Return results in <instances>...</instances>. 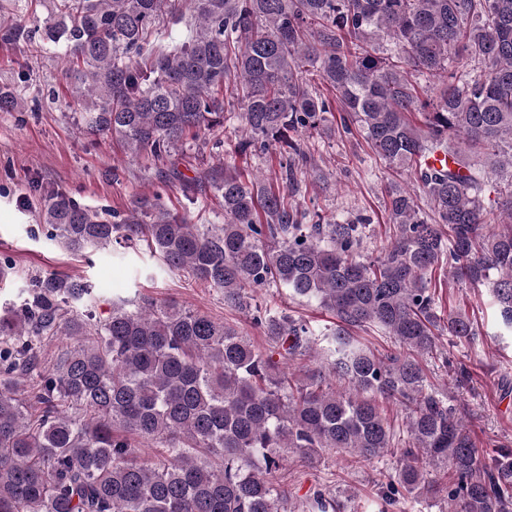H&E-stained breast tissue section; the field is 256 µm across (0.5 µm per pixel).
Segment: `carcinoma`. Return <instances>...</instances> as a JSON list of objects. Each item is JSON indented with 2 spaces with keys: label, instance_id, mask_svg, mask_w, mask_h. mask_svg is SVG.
Returning a JSON list of instances; mask_svg holds the SVG:
<instances>
[{
  "label": "carcinoma",
  "instance_id": "carcinoma-1",
  "mask_svg": "<svg viewBox=\"0 0 512 512\" xmlns=\"http://www.w3.org/2000/svg\"><path fill=\"white\" fill-rule=\"evenodd\" d=\"M191 12L190 34L162 43L160 17ZM38 30L0 0V44L65 47V77L86 127L132 156L163 158L189 137L240 122L224 176L213 182L222 224H194L159 195L135 198L119 223L50 194L41 218L76 253L144 241L165 268L224 294L252 316L269 348L173 302L122 301L97 319L79 303L91 286L48 274L0 308V512H293L278 474L288 451L372 459L401 449L387 496L441 499L448 512H512V450L489 456L431 389L420 358L448 384L469 373L440 343L476 341L445 310L436 274L489 289L512 330V0H54ZM433 86L423 96L417 76ZM233 81L240 111L225 102ZM21 91L0 87V112ZM360 128L372 153L415 186L386 187L393 241L362 254L368 215L322 223L298 201L323 177L304 135ZM275 147L279 186L244 177L236 157ZM444 154L452 165L427 163ZM288 289L336 318L330 346L307 324L253 305ZM376 328L395 348L376 355L348 329ZM78 342L46 367L45 339ZM319 367L301 372L297 361ZM407 411L406 435L385 403ZM135 435L155 459L135 446ZM443 468L428 479L426 467ZM308 512H342L317 491Z\"/></svg>",
  "mask_w": 512,
  "mask_h": 512
}]
</instances>
